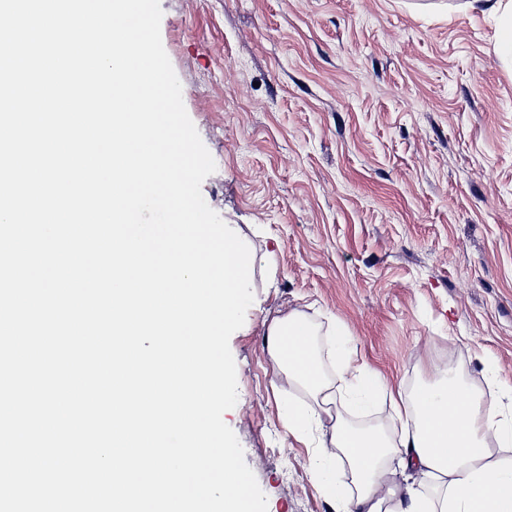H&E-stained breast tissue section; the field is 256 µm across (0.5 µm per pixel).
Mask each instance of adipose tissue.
<instances>
[{
    "label": "adipose tissue",
    "mask_w": 512,
    "mask_h": 512,
    "mask_svg": "<svg viewBox=\"0 0 512 512\" xmlns=\"http://www.w3.org/2000/svg\"><path fill=\"white\" fill-rule=\"evenodd\" d=\"M311 336L303 314L296 312L271 324L269 350L289 374L317 390L321 367ZM337 351L341 382L356 405L367 407L386 384L377 371L354 365L346 337L338 338ZM404 414L408 430L401 445L376 430L340 425L331 447L323 448L324 461L343 455L356 477L358 493L349 498L346 512H512V467H500L487 448L492 439L512 446V409L449 377L417 388ZM391 454L402 471L430 477V486L392 487L385 468Z\"/></svg>",
    "instance_id": "obj_1"
}]
</instances>
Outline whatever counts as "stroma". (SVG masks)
<instances>
[{"mask_svg":"<svg viewBox=\"0 0 512 512\" xmlns=\"http://www.w3.org/2000/svg\"><path fill=\"white\" fill-rule=\"evenodd\" d=\"M467 0H160L161 38L216 170L208 206L248 245L254 300L230 338L223 419L267 512H345L336 419L404 434L390 396L323 404L270 354L298 311L339 392L331 331L410 398L445 364L512 402V65ZM319 425L289 430L292 406Z\"/></svg>","mask_w":512,"mask_h":512,"instance_id":"35a3bbf8","label":"stroma"}]
</instances>
